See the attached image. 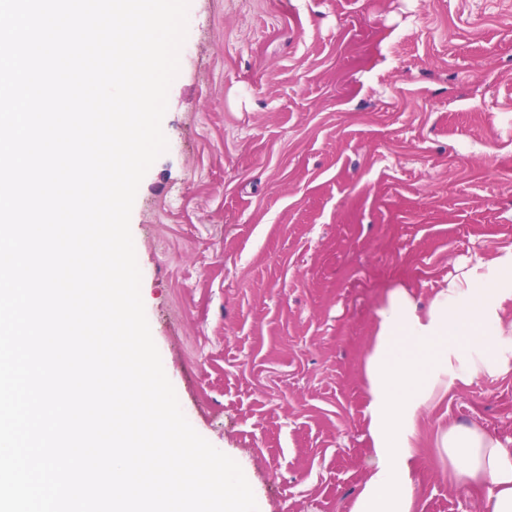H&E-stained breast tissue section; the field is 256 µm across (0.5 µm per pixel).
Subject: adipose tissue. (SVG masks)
Listing matches in <instances>:
<instances>
[{
    "label": "adipose tissue",
    "instance_id": "1",
    "mask_svg": "<svg viewBox=\"0 0 512 512\" xmlns=\"http://www.w3.org/2000/svg\"><path fill=\"white\" fill-rule=\"evenodd\" d=\"M512 247L449 280L426 310L396 290L380 313L363 376L377 467L355 512H412L410 450L421 411L455 385L512 371ZM452 488L479 495L488 512H512V448L477 425L442 436Z\"/></svg>",
    "mask_w": 512,
    "mask_h": 512
}]
</instances>
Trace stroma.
Wrapping results in <instances>:
<instances>
[{"label": "stroma", "instance_id": "stroma-1", "mask_svg": "<svg viewBox=\"0 0 512 512\" xmlns=\"http://www.w3.org/2000/svg\"><path fill=\"white\" fill-rule=\"evenodd\" d=\"M179 63L130 220L164 371L259 512H353L379 312L512 245V0H191ZM454 422L512 447V372L421 414L415 512H486Z\"/></svg>", "mask_w": 512, "mask_h": 512}]
</instances>
